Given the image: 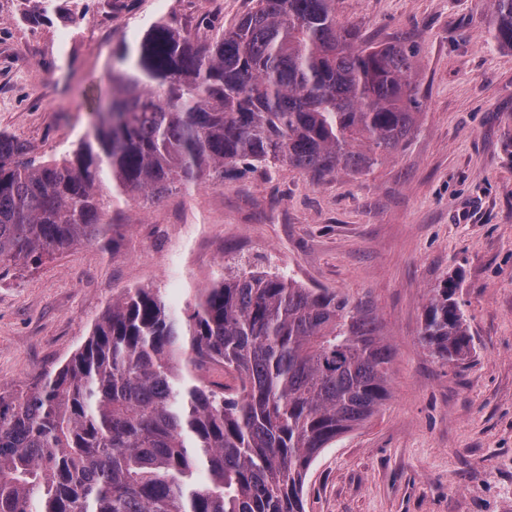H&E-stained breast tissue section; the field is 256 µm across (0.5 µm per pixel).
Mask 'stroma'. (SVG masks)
Returning <instances> with one entry per match:
<instances>
[{
	"label": "stroma",
	"instance_id": "1",
	"mask_svg": "<svg viewBox=\"0 0 512 512\" xmlns=\"http://www.w3.org/2000/svg\"><path fill=\"white\" fill-rule=\"evenodd\" d=\"M251 0H0V132L36 160L73 152L112 97L117 51L157 21L201 38ZM340 24L418 48V128L369 173L312 182L258 168L123 202L108 238L0 270V386L66 363L113 300L184 307L249 271L367 302L393 350L390 395L311 465L306 512H512V50L491 0H337ZM459 276L470 357L418 342L433 288Z\"/></svg>",
	"mask_w": 512,
	"mask_h": 512
}]
</instances>
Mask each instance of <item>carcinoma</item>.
<instances>
[{
  "instance_id": "obj_1",
  "label": "carcinoma",
  "mask_w": 512,
  "mask_h": 512,
  "mask_svg": "<svg viewBox=\"0 0 512 512\" xmlns=\"http://www.w3.org/2000/svg\"><path fill=\"white\" fill-rule=\"evenodd\" d=\"M492 2L512 49V0ZM118 57L72 154L36 161L0 133V268L105 238L120 197L241 167L368 172L420 115L416 49L339 24L336 0H255L206 40L156 22ZM458 288L433 289L419 336L448 364L472 350ZM392 359L369 307L290 276L224 279L181 317L129 289L68 363L0 389V512H305L311 463L379 411ZM207 363L239 386L205 380Z\"/></svg>"
}]
</instances>
